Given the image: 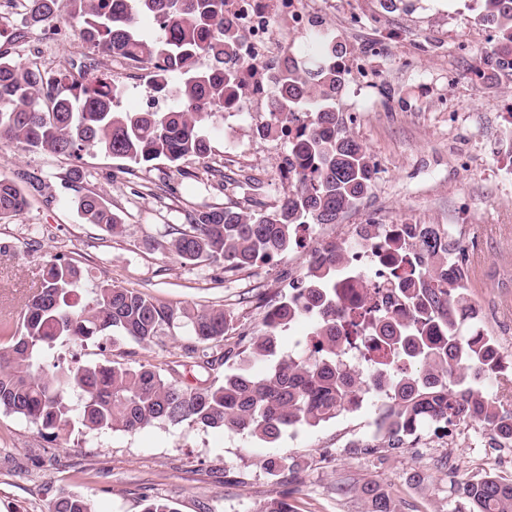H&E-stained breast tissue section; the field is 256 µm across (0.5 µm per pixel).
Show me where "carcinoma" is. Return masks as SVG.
<instances>
[{
  "instance_id": "1",
  "label": "carcinoma",
  "mask_w": 512,
  "mask_h": 512,
  "mask_svg": "<svg viewBox=\"0 0 512 512\" xmlns=\"http://www.w3.org/2000/svg\"><path fill=\"white\" fill-rule=\"evenodd\" d=\"M480 8L481 20L495 32L482 77L512 80V0H480ZM223 10L224 0H26V23L47 26L67 17L89 47L151 64L155 92L174 105L165 112H121L115 82L83 83L35 59L17 62L0 54V141L75 159L99 147L136 165L204 157L210 149L205 123L247 97L239 79L249 66L239 54L242 35ZM142 14L161 22L158 37L141 31ZM203 56L211 65L200 69ZM271 79L270 122L258 132L296 126L288 140L290 189L270 212L206 205L190 213L188 223L169 226L170 250L184 264L211 261L238 271L272 259L292 249L301 231L336 223L374 184L366 149L333 107L347 82L345 69L334 60L309 67L287 55ZM23 182L0 178V220L46 188L35 173ZM75 205L86 223L114 238L126 233L104 198L80 196ZM375 242L393 251L388 284L399 313L387 308L390 296L379 294L340 307L341 288L355 278L345 252ZM463 261L459 244L434 224H402L391 235L382 224H363L346 246L323 241L291 293L266 312L263 329L250 340L248 364L220 384L185 387L150 364L108 359L72 366L48 357L64 341L149 343L178 321L194 340L188 357L208 365L209 350L222 346L229 330L224 306L173 307L107 280L90 285L75 261L56 255L45 263L23 315H0V411L55 433L76 422L89 431L134 432L189 421L272 443L288 428L316 426L355 407L354 397L367 393L371 381L344 361L345 350L371 347V362L391 397L379 406L376 434L365 447L402 448L415 430L461 421L477 424L497 445L512 438V410L487 390L501 360L491 359L496 341L478 324ZM301 317L311 321L310 352L254 370ZM354 492L366 512H397L392 496L373 482ZM450 493L465 499L462 512H512V479L490 471L450 481ZM50 512L95 510L90 498L68 494L56 498Z\"/></svg>"
}]
</instances>
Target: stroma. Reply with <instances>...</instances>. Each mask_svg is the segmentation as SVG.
I'll list each match as a JSON object with an SVG mask.
<instances>
[{"mask_svg":"<svg viewBox=\"0 0 512 512\" xmlns=\"http://www.w3.org/2000/svg\"><path fill=\"white\" fill-rule=\"evenodd\" d=\"M297 7L306 28L273 17L269 56L290 53L310 65L330 43L346 46L341 63L349 75L336 109L377 170L370 193L338 223L318 226L314 241L348 242L361 224L440 225L465 248L470 297L512 376V81L490 85L476 73L493 42L478 0H297ZM24 12V0H0V52L22 62L41 58L55 71L82 66L87 75H107L123 88L119 110L168 108L153 90L151 66L93 51L68 20L59 22L56 38H46L43 28L25 23ZM269 119L268 99L246 100L242 111L208 123V157L176 168L163 160L140 166L97 149L77 161L0 143V177L35 172L46 183L22 212L0 222V311L19 313L24 286L38 281L44 262L57 254L77 260L92 282L108 279L173 306L219 303L231 315L225 343L232 351L223 362L196 366L186 355L192 339L180 327L157 344L118 342L111 354L174 368L188 386L223 382L262 329L268 304L305 272L309 249L228 272L219 263H181L164 231L205 205H280L288 191V141L259 135ZM75 167L81 179L74 184L66 175ZM208 167L255 184L246 191L202 184ZM163 183L178 186L175 199L145 194ZM78 193L106 199L126 234L115 238L80 219L71 204ZM376 417V403L367 401L269 444L188 421L135 433L89 434L77 424L53 435L0 412V512H48L64 493L89 497L97 512H142L145 498L154 496L175 512H261L281 495L297 512H366L347 491L366 480L392 494L397 512H451L449 466L461 477L484 468L512 477V447H491L470 423L459 424L450 439L423 429L408 447L367 450ZM282 457L298 463L296 481L269 469ZM417 471L428 481L412 484Z\"/></svg>","mask_w":512,"mask_h":512,"instance_id":"obj_1","label":"stroma"}]
</instances>
